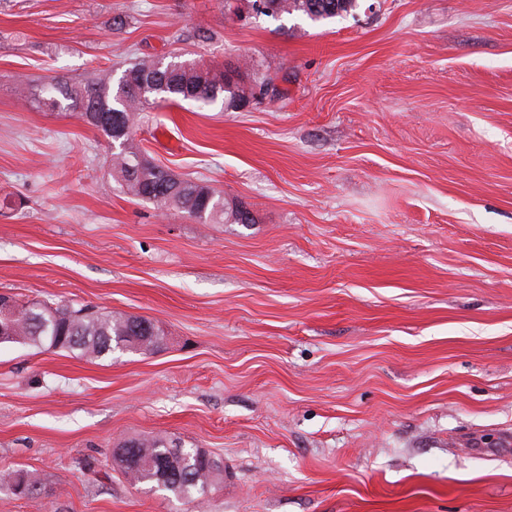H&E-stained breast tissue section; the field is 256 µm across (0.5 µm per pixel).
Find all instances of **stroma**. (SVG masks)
I'll use <instances>...</instances> for the list:
<instances>
[{"instance_id":"obj_1","label":"stroma","mask_w":512,"mask_h":512,"mask_svg":"<svg viewBox=\"0 0 512 512\" xmlns=\"http://www.w3.org/2000/svg\"><path fill=\"white\" fill-rule=\"evenodd\" d=\"M358 3L0 0V293L165 333L103 359L0 344V469L42 480L0 512H512V0ZM142 55L267 76L133 134L254 223L127 194L101 131L17 91ZM138 436L231 477L197 505L107 475ZM272 10L268 17L275 19L285 15L304 17L312 23H320L350 15L358 7V0H268Z\"/></svg>"}]
</instances>
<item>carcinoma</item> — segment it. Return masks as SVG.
<instances>
[{
	"label": "carcinoma",
	"mask_w": 512,
	"mask_h": 512,
	"mask_svg": "<svg viewBox=\"0 0 512 512\" xmlns=\"http://www.w3.org/2000/svg\"><path fill=\"white\" fill-rule=\"evenodd\" d=\"M271 17L301 16L313 23L344 18L358 7V0H269ZM22 93H31L37 104L50 111L79 113L81 119L102 131L109 139L124 143L112 153V177L134 197L145 193L148 184L162 181L158 207L173 211L196 224H252L250 210L224 198L204 182L184 179L172 172L161 178L151 161L133 144V127L140 113L155 104L175 100L201 106L217 103L225 109L246 101L252 89L244 81L241 67L226 74L196 60H175L158 66L157 58L143 56L129 63L119 77L103 71L92 78L73 81L56 78L37 92L25 83ZM13 341L47 349H60L80 357L103 359L120 348L135 347L129 319L109 310L82 314L68 305L52 306L31 302L21 306V316L9 326ZM146 448L149 458L128 468L131 482L158 486L152 463L164 455L173 457V469L180 480L171 481L165 492L190 502L205 500L224 482L222 473L212 474V464L198 448H187L159 436L130 438L121 447ZM38 483L23 469L0 472V488L20 483Z\"/></svg>",
	"instance_id": "1"
}]
</instances>
